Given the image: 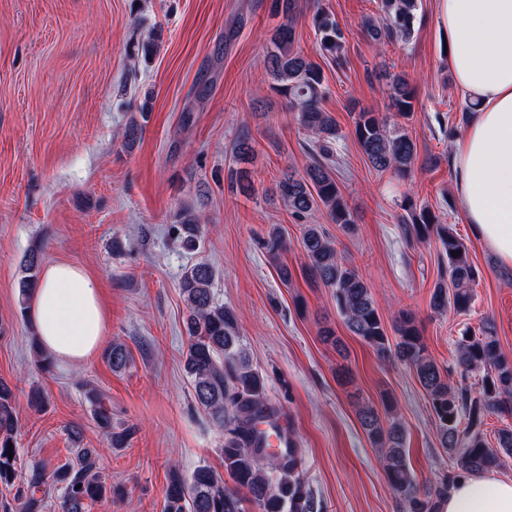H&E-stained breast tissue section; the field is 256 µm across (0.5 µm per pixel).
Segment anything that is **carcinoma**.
Wrapping results in <instances>:
<instances>
[{"label": "carcinoma", "instance_id": "carcinoma-1", "mask_svg": "<svg viewBox=\"0 0 512 512\" xmlns=\"http://www.w3.org/2000/svg\"><path fill=\"white\" fill-rule=\"evenodd\" d=\"M298 0H271L270 11L283 22L269 38L267 66L271 89L288 100L297 112L299 124L314 137L313 158L305 171L288 173L276 184V192L292 216L304 220L324 212L332 223L350 228L355 224L342 190L334 176L336 144L343 138L336 119L322 106L325 94L321 69L294 48L293 18ZM419 0H378L385 23L362 22L365 37L378 45L410 40ZM321 54L341 64L345 37L333 14L320 10L313 16ZM415 89L404 75L390 78V109L407 119L414 112ZM354 134L371 166L378 172L392 171L406 176L417 159L415 143L376 112L363 111L354 117ZM238 161L247 163L254 156L249 134L235 145ZM230 187L248 196L254 191L250 172L245 168L229 173ZM401 218L407 239L420 242L431 238L439 243L443 272L434 286L431 305L437 311L449 307L457 313L470 310L479 272L470 259L467 246L448 225L439 221L430 208L414 205L407 198ZM200 217L182 212L169 232L187 251L198 249L201 240ZM302 246L307 263L304 271L311 280L333 289L336 309L347 329L384 358L393 353L415 372L424 390L441 448L448 453L451 475L433 487L422 490L410 468L407 434L392 407L379 413L369 404L358 409L362 427L383 461L387 482L404 502L407 512H438L439 500L448 493L451 481L496 468L502 458L512 457V425L497 431V445L491 446L486 434V418L491 413L512 416V361L503 357L494 328L484 323L458 342L455 365L442 369L428 353L412 317L405 315L396 324L398 339L390 346L370 286L337 251L333 240L319 224L303 227ZM261 247L276 262L281 281L292 282L293 273L279 261L285 241L273 229L261 239ZM459 255L453 257L451 252ZM41 249L27 256L26 275L20 283V304L37 283ZM214 269L207 262L188 268L181 280V291L188 308V345L184 367L192 380L197 404L224 430L221 453L224 473L208 466L194 471L190 479L173 478L165 493L163 512H243L242 502L255 503L260 512H316V504L299 472L300 459L285 458L264 448L255 436L256 422L271 411L265 393V378L252 366L239 348V323L234 309L218 304L212 296ZM36 365L45 373L55 359L31 339ZM105 359L118 371L129 362L120 342L112 343ZM482 374L478 390L472 378ZM93 407V418L111 448H125L133 428L112 427V409L95 388L86 390ZM19 417L15 397L7 382L0 380V484L16 487L15 499L21 512H42L44 499L55 489L62 490L61 512H85V502L112 497V486L98 471L94 448L75 451V462L50 471L44 464L26 469L18 466L17 434ZM229 477L234 488L224 484Z\"/></svg>", "mask_w": 512, "mask_h": 512}]
</instances>
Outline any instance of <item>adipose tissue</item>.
I'll return each instance as SVG.
<instances>
[{
  "mask_svg": "<svg viewBox=\"0 0 512 512\" xmlns=\"http://www.w3.org/2000/svg\"><path fill=\"white\" fill-rule=\"evenodd\" d=\"M438 17L457 86L475 105L454 148V189L474 233L512 268V0H438ZM29 314L43 349L71 365L96 355L108 322L96 282L69 262L45 266ZM438 512H512V479L460 478Z\"/></svg>",
  "mask_w": 512,
  "mask_h": 512,
  "instance_id": "adipose-tissue-1",
  "label": "adipose tissue"
}]
</instances>
